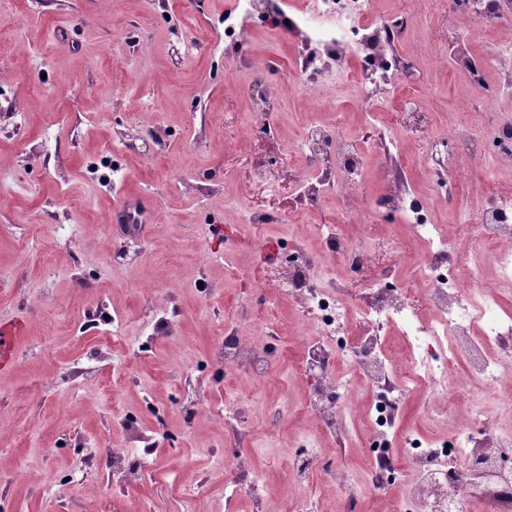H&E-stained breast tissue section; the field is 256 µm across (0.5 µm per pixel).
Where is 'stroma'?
Instances as JSON below:
<instances>
[{
    "label": "stroma",
    "instance_id": "obj_1",
    "mask_svg": "<svg viewBox=\"0 0 512 512\" xmlns=\"http://www.w3.org/2000/svg\"><path fill=\"white\" fill-rule=\"evenodd\" d=\"M233 9L234 0H0V26L12 39L0 58V320L27 327L0 381V512H89L129 426L178 445L132 492L145 512H182L185 492L198 485L207 490L201 512H255L259 504L280 512L288 499L322 512L348 488L357 512H392L404 497L399 486L374 491L360 425H348L341 442L306 413L315 385L300 370L307 316L272 246L292 241L316 257L322 234L341 225L351 244L375 256L355 281L341 260L323 269L354 303L384 267L413 265L420 245L405 225L378 215L390 188L383 171L393 165L385 144L394 142L407 161L406 184L424 194L438 133L512 119V93L485 110L481 97L463 98L466 78L448 61L452 35L479 55L512 47V20L479 24L451 0H375L377 16L413 17L396 47L412 77L377 123H368L356 93L337 96L331 68L309 107L282 106L277 132L247 141L236 117L248 109V89L288 83L297 47L246 19L242 40L225 43ZM237 57L254 68L237 70ZM313 123L358 140L367 169L349 196L309 208L292 183L305 160L289 146ZM451 178L453 196L430 208L434 223L461 239L465 272L488 254L478 226L494 194L512 191V175L495 174L478 154ZM228 187L241 206L226 204ZM132 197L154 203L140 230L112 220ZM353 207L366 223L345 222ZM258 210L286 221L249 223ZM163 312L172 321L146 339L145 325ZM233 315L247 344L277 343L265 377L222 372L214 350ZM116 318L129 345L124 357L100 339ZM236 399L249 405L241 451L265 478L256 497L225 484L224 427L213 410ZM304 439L320 463L294 487L288 459Z\"/></svg>",
    "mask_w": 512,
    "mask_h": 512
}]
</instances>
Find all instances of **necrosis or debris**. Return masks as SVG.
Returning <instances> with one entry per match:
<instances>
[{
  "label": "necrosis or debris",
  "instance_id": "1",
  "mask_svg": "<svg viewBox=\"0 0 512 512\" xmlns=\"http://www.w3.org/2000/svg\"><path fill=\"white\" fill-rule=\"evenodd\" d=\"M238 8L244 16L265 18L266 29L288 31L311 46V53L299 58L295 71L302 97L312 96L319 86L322 71L316 61L321 57L339 63L341 85L360 87L361 103L371 113L377 112L400 80L401 62L393 49L407 30L408 19L403 15L374 17L373 0H305L304 6L295 9L288 0H239ZM453 56L457 68L468 75L463 90L467 97L488 92V67L512 68L508 48L481 61L467 47L454 50ZM296 149L309 161L308 169L296 177L299 195L320 201L349 193L365 172L355 143L330 128L309 126ZM386 215L390 222L410 225L413 236L427 245L408 277L409 282L425 283L423 307L408 303L397 286L400 275L395 269H384L368 297L353 306L336 290L311 285L314 262L310 256L294 251L285 256L293 270L289 290L310 315L317 333L301 365L304 373L320 377L308 410L327 431L335 429L337 417L351 416L348 386L334 374L336 363L346 361L373 392L364 446L371 463L370 477L378 490L407 481L409 512H448L449 502L470 495L476 496L485 512H512V473L480 488L462 475L464 464L479 450L497 454L508 449L506 463L512 470L511 434L489 429L477 438L471 431L485 418L482 397L470 399L448 445L432 448L415 439L398 450L389 441L390 432L399 427L401 402L448 377L458 366L469 379L497 392L501 409L512 414V396L499 392L504 379L512 378V365L506 362L512 355V315L503 311L482 276H473L465 289L452 275L448 265L452 243L439 225L431 223L420 193L399 196ZM482 234L497 244L489 260L499 276L511 279V195L498 196L490 203ZM392 327L401 335L408 362L403 374L394 368L386 347V334ZM276 355L272 347L250 349L242 339L241 324L226 321L218 350L225 369L241 368L262 377ZM158 455V447L149 441L113 449V487L129 489L142 472L156 464Z\"/></svg>",
  "mask_w": 512,
  "mask_h": 512
}]
</instances>
